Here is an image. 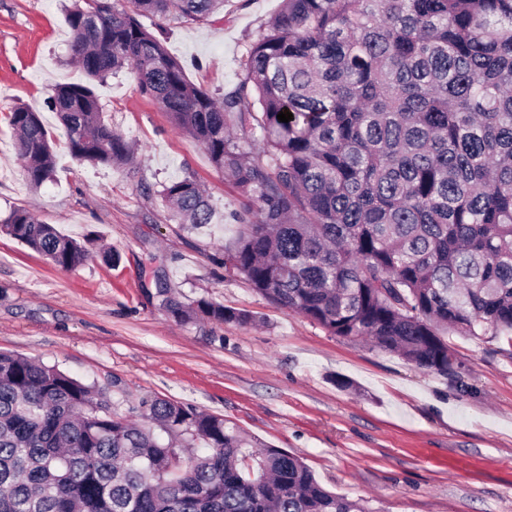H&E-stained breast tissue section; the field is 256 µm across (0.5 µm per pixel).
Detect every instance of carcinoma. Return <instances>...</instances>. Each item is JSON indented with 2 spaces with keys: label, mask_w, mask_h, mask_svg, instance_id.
<instances>
[{
  "label": "carcinoma",
  "mask_w": 512,
  "mask_h": 512,
  "mask_svg": "<svg viewBox=\"0 0 512 512\" xmlns=\"http://www.w3.org/2000/svg\"><path fill=\"white\" fill-rule=\"evenodd\" d=\"M224 0H74L69 50L87 77L48 98L78 161L134 148L95 83L126 67L247 199L220 213L192 175L161 186L171 220L236 224L224 266L330 335L459 376L448 337L512 359V0H283L222 98L190 82L144 20L206 21ZM293 114L284 123L281 112ZM32 189L56 167L40 113L8 116ZM0 233L73 270L89 246L24 208ZM181 324L250 316L168 295ZM207 451L183 456L189 442ZM0 512H375L298 456L224 417L160 397L120 411L105 391L0 352Z\"/></svg>",
  "instance_id": "obj_1"
}]
</instances>
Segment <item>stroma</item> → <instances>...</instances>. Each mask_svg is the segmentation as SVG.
<instances>
[{"mask_svg":"<svg viewBox=\"0 0 512 512\" xmlns=\"http://www.w3.org/2000/svg\"><path fill=\"white\" fill-rule=\"evenodd\" d=\"M280 6L225 0L204 22L165 18V44L190 81L219 97L243 79L248 46ZM69 40L60 0H0V216L22 207L76 240L101 235L119 260L64 270L0 234V351L106 388L121 408L158 396L224 416L374 512H512V358L498 342L455 336L462 376H442L256 294L222 263L235 225L202 231L170 219L158 190L188 174L218 209L244 200L130 71L97 93L106 121L136 143L133 162H80L60 138L53 176L28 189L5 115L26 106L57 125L52 87L86 80L68 62ZM160 280L179 301L205 296L251 321L176 323Z\"/></svg>","mask_w":512,"mask_h":512,"instance_id":"obj_1","label":"stroma"}]
</instances>
